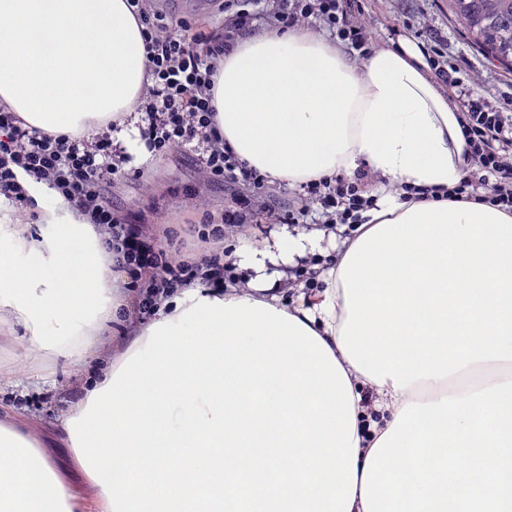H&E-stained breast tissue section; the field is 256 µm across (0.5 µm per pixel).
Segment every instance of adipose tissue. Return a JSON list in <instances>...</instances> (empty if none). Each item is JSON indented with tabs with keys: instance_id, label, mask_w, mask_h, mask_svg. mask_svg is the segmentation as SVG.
<instances>
[{
	"instance_id": "adipose-tissue-1",
	"label": "adipose tissue",
	"mask_w": 512,
	"mask_h": 512,
	"mask_svg": "<svg viewBox=\"0 0 512 512\" xmlns=\"http://www.w3.org/2000/svg\"><path fill=\"white\" fill-rule=\"evenodd\" d=\"M146 52L128 0H0V102L29 126L136 150ZM225 143L294 187L367 168L388 185L462 175L458 109L404 43L356 64L308 27L239 41L215 78ZM287 307L270 247L247 289L183 288L104 364L62 428L100 512H512V212L385 194ZM126 291L66 202L0 217V321L30 376L98 361ZM381 396L363 427L360 388ZM38 443L0 420V512H74Z\"/></svg>"
}]
</instances>
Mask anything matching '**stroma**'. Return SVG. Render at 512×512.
Segmentation results:
<instances>
[{"mask_svg":"<svg viewBox=\"0 0 512 512\" xmlns=\"http://www.w3.org/2000/svg\"><path fill=\"white\" fill-rule=\"evenodd\" d=\"M359 14L369 24L380 48H393L402 41L419 43L421 35L435 29L449 58L467 68L466 89L500 107L512 106V65L493 60L469 40L449 14L448 0H360ZM132 165L143 170L142 180H131L114 189L112 203L135 221L179 230L192 214L174 207L175 198L194 195L202 208L214 212L228 203L223 188L203 185L196 165L185 154L137 156ZM0 361L13 364L18 372L17 385L0 387V408L15 413L55 463L75 495L77 512H96V488L75 464L60 419L93 386L97 372L73 371L61 359L48 381H30L22 343L5 330H0Z\"/></svg>","mask_w":512,"mask_h":512,"instance_id":"35a3bbf8","label":"stroma"}]
</instances>
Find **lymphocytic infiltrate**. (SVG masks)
Returning <instances> with one entry per match:
<instances>
[{"label":"lymphocytic infiltrate","mask_w":512,"mask_h":512,"mask_svg":"<svg viewBox=\"0 0 512 512\" xmlns=\"http://www.w3.org/2000/svg\"><path fill=\"white\" fill-rule=\"evenodd\" d=\"M156 0H130L147 47V82L141 93L146 114L142 140L148 152L180 150L193 154L204 182L223 187L230 203L223 212H202L188 231L202 247L197 257L182 254L177 233L156 224H135L118 214L111 193L126 179L131 158L113 147L108 135L54 136L0 105V203L33 207L25 185L34 181L54 188L103 238L108 253L127 273L134 293L131 319L154 316L179 289L199 283L221 291L232 268L224 260V237L260 218L305 226L317 213L323 228L362 223L376 205L375 175L365 169L348 177L337 174L301 185L289 201L272 192L268 177L240 161L215 121L214 78L237 42L261 24L281 29L311 19L349 55L367 59L375 44L355 13V0H265L260 14L241 8L239 0H221V26L178 21L168 31ZM466 143L462 177L448 188L403 186L401 199L474 201L512 212V118L479 95L458 114Z\"/></svg>","instance_id":"f902f5d3"}]
</instances>
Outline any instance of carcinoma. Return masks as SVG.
<instances>
[{"label": "carcinoma", "instance_id": "1", "mask_svg": "<svg viewBox=\"0 0 512 512\" xmlns=\"http://www.w3.org/2000/svg\"><path fill=\"white\" fill-rule=\"evenodd\" d=\"M448 8L476 45L512 62V0H448Z\"/></svg>", "mask_w": 512, "mask_h": 512}]
</instances>
